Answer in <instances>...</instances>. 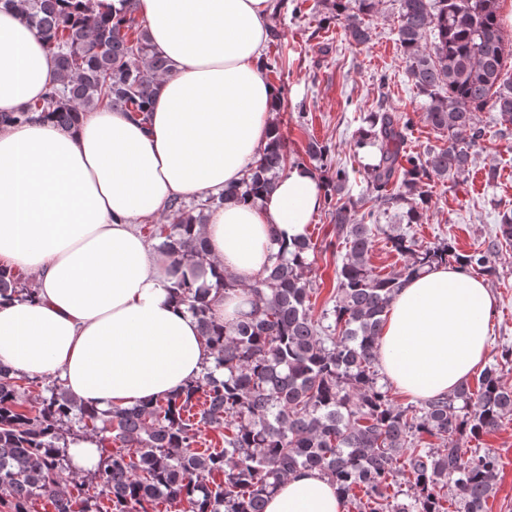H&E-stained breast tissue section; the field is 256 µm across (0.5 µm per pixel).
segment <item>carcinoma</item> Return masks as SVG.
<instances>
[{"label": "carcinoma", "mask_w": 512, "mask_h": 512, "mask_svg": "<svg viewBox=\"0 0 512 512\" xmlns=\"http://www.w3.org/2000/svg\"><path fill=\"white\" fill-rule=\"evenodd\" d=\"M113 16L97 0H0L11 6L55 58L59 82L0 125L49 114L65 129L101 106L145 121L159 79L170 70L136 16L121 0ZM500 0H399L397 37L407 74L425 97L424 119L448 137L425 153L405 149L413 117L378 108L367 113L354 151L371 149L362 165L366 192L354 196L350 171L337 165L325 183L333 222L334 304L315 314L309 277L317 244L311 237L279 251L249 286L219 271L207 283V241L195 226L204 211L271 193L292 167L277 123L242 182L190 208L175 199L163 224L145 227L171 259L170 293L196 318L213 366L169 396L103 414L73 401L53 383L35 412L23 409L30 378L0 363V504L29 512L36 498L54 512H265L289 474L315 470L356 512H487L495 496L499 455L465 448L512 416V387L500 363L448 393L401 406L383 371L379 343L389 306L403 284L439 265L467 275H493L492 255L512 244V208L498 213L494 234L469 251L449 240L423 245L392 235L381 219L397 214L419 224L429 210L425 186L462 175L484 137L476 113L489 107L512 125V51L506 48ZM379 0H333L335 20L360 45ZM386 236L405 257L380 275L373 243ZM243 290L251 310L230 325L211 312L212 290ZM28 276L0 266V298L30 297ZM75 423L96 440L99 460L80 477L61 448ZM224 430V447H199L202 430ZM120 442L114 448L112 443ZM407 490L395 489L401 472Z\"/></svg>", "instance_id": "obj_1"}]
</instances>
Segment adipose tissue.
Wrapping results in <instances>:
<instances>
[{"label":"adipose tissue","mask_w":512,"mask_h":512,"mask_svg":"<svg viewBox=\"0 0 512 512\" xmlns=\"http://www.w3.org/2000/svg\"><path fill=\"white\" fill-rule=\"evenodd\" d=\"M170 72L148 121L82 113L71 129L39 118L0 128V264L35 280V299L0 303V363L50 376L79 403L108 412L167 396L210 357L198 323L169 294L170 260L140 221L173 198L238 184L267 142L275 88L260 74L272 0H137ZM54 58L0 4V110L56 82ZM323 194L304 165L276 190L210 212L208 261L253 282L281 244L306 235ZM494 302L487 284L442 266L407 282L391 303L379 346L403 394L452 391L488 353ZM266 512H344L335 486L298 470Z\"/></svg>","instance_id":"adipose-tissue-1"}]
</instances>
